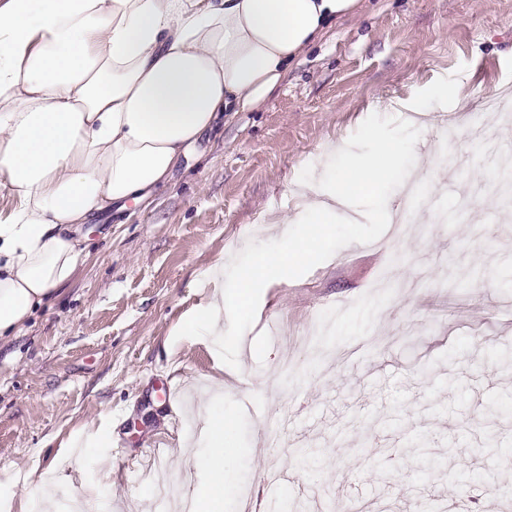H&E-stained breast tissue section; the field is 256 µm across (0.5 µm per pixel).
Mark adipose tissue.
<instances>
[{
  "label": "adipose tissue",
  "mask_w": 512,
  "mask_h": 512,
  "mask_svg": "<svg viewBox=\"0 0 512 512\" xmlns=\"http://www.w3.org/2000/svg\"><path fill=\"white\" fill-rule=\"evenodd\" d=\"M364 0H0V337L67 285L87 247L80 225L152 197L202 138L258 109L289 65ZM336 192L302 182L298 223L355 222L353 204L412 171L394 144L351 149ZM268 260L252 257L233 293H216L184 335L224 333L252 315ZM205 453L180 446L208 474L192 512H223L222 403L210 407Z\"/></svg>",
  "instance_id": "1"
}]
</instances>
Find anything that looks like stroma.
<instances>
[{"instance_id": "1", "label": "stroma", "mask_w": 512, "mask_h": 512, "mask_svg": "<svg viewBox=\"0 0 512 512\" xmlns=\"http://www.w3.org/2000/svg\"><path fill=\"white\" fill-rule=\"evenodd\" d=\"M510 85L512 0H368L151 199L83 225L90 255L75 277L0 342V498L21 512L47 473L59 496L101 512H173L148 472L162 465L175 494L195 491L178 444L196 435L162 385L182 394L202 379L224 388L235 447L224 512H247L259 486L273 512L348 500L423 512L451 499L500 512L498 489L512 486V370L499 365L512 358V212L492 174L512 156V125L485 100ZM416 105L425 118L406 124ZM379 138L420 163L444 211L423 210L395 244L367 218L334 225L310 265L268 269L256 318L225 321L220 339L181 335L217 287L205 271L223 265L232 292L253 255L308 235L290 221L296 182L319 172L334 189L341 150ZM245 386L263 419L243 411Z\"/></svg>"}]
</instances>
